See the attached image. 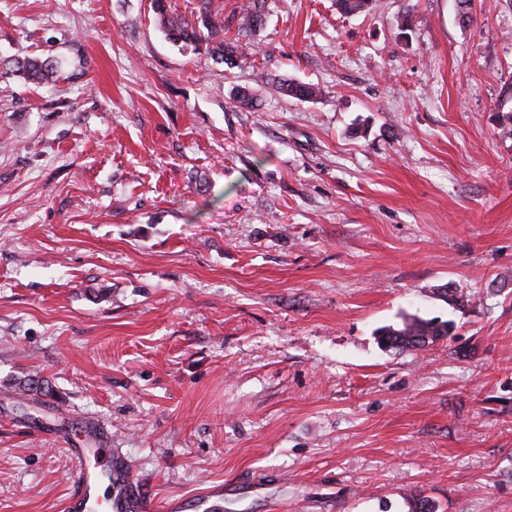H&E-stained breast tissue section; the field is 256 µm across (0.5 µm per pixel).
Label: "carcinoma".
<instances>
[{
    "instance_id": "obj_1",
    "label": "carcinoma",
    "mask_w": 512,
    "mask_h": 512,
    "mask_svg": "<svg viewBox=\"0 0 512 512\" xmlns=\"http://www.w3.org/2000/svg\"><path fill=\"white\" fill-rule=\"evenodd\" d=\"M371 0H336L338 11L347 16L364 13L369 10ZM266 0H249L243 6L239 19V28L254 31L261 27L265 19ZM156 13L167 38L184 50L197 53L206 51L216 62L233 65L241 55L238 45L224 40V23L215 20L211 14L210 0H198L195 8L196 20L188 21L180 15L168 13L165 0H154ZM15 72L36 83H48L53 80L56 67L50 62L37 59H25L14 64ZM277 89L283 94L299 101H308L323 94L321 88L310 83L290 80L278 82ZM454 331V324L406 317L398 327L386 326L378 330L380 342L388 349L403 351L409 348L423 347L440 338H446ZM21 393L32 392L51 397L45 381L29 378L20 383Z\"/></svg>"
}]
</instances>
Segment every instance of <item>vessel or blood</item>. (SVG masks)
<instances>
[{
    "instance_id": "vessel-or-blood-1",
    "label": "vessel or blood",
    "mask_w": 512,
    "mask_h": 512,
    "mask_svg": "<svg viewBox=\"0 0 512 512\" xmlns=\"http://www.w3.org/2000/svg\"><path fill=\"white\" fill-rule=\"evenodd\" d=\"M90 445L77 444L71 446L70 452L78 463L74 477L76 493L70 498L67 512H91L94 505L103 503L107 512H158L157 500L146 490L133 483H126L123 493L109 498L100 499V473L108 471L115 477L125 475V465L118 457L113 456L111 449L105 448L107 434L101 429H89Z\"/></svg>"
}]
</instances>
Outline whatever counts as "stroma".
<instances>
[{
    "mask_svg": "<svg viewBox=\"0 0 512 512\" xmlns=\"http://www.w3.org/2000/svg\"><path fill=\"white\" fill-rule=\"evenodd\" d=\"M265 8L229 67L152 0H0V512H63L79 417L178 512H512V0ZM14 71L22 74L24 78L36 83H49L53 81L56 67L51 62L37 59H25L14 64ZM277 89L283 94L299 101H308L323 94L321 88L310 83H299L290 80L279 81ZM454 331L452 322H436L417 317H405L401 326H386L377 333L380 342L388 349L403 351L409 348L423 347L440 338L451 336Z\"/></svg>",
    "mask_w": 512,
    "mask_h": 512,
    "instance_id": "stroma-1",
    "label": "stroma"
}]
</instances>
